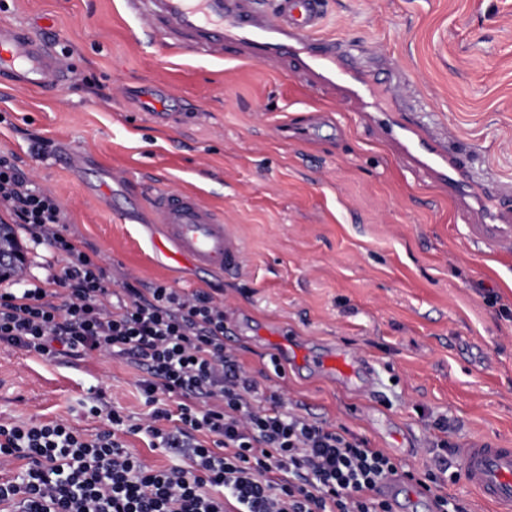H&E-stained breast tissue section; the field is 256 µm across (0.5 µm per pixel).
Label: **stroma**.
Wrapping results in <instances>:
<instances>
[{"label":"stroma","mask_w":512,"mask_h":512,"mask_svg":"<svg viewBox=\"0 0 512 512\" xmlns=\"http://www.w3.org/2000/svg\"><path fill=\"white\" fill-rule=\"evenodd\" d=\"M322 35L366 45L357 65L449 137L478 181L512 186V0H324ZM55 44L73 65L42 94L0 77V152L54 193L67 234L112 281L202 290L224 305V342L292 407L350 430L423 476L440 440V489L464 512H496L461 478L460 451L512 448V254L472 244L447 191L405 168L340 89L293 63L235 47L201 56L148 42L124 0H6L0 20ZM164 86L165 105L149 102ZM90 151L138 186L201 192L245 250L234 275L171 267L147 225L104 210L97 171L51 155ZM315 349L340 342L373 362L375 390L346 391L282 353L271 327ZM281 372H274L272 358ZM125 358L52 361L0 346V420H68L95 433L90 388L135 417L147 408ZM447 417L448 432L434 426Z\"/></svg>","instance_id":"obj_1"}]
</instances>
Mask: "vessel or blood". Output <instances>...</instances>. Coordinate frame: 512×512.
<instances>
[{
  "label": "vessel or blood",
  "mask_w": 512,
  "mask_h": 512,
  "mask_svg": "<svg viewBox=\"0 0 512 512\" xmlns=\"http://www.w3.org/2000/svg\"><path fill=\"white\" fill-rule=\"evenodd\" d=\"M125 7L154 40L188 47L200 55L235 45L247 58L294 61L304 72L344 88L354 102L369 105L370 81L359 77L355 46L319 37L325 18L323 0H125ZM70 71L63 54L22 27L0 22V75L32 89L58 90ZM383 137L416 172L446 186L455 202L471 198L484 206L486 223L468 225V235L491 252L512 251V191L477 185L468 167L438 137L405 112L377 114ZM130 204L152 226V243L169 262L225 275L237 272L244 251L221 210L199 193L162 189ZM317 370L335 374L343 387L364 391L373 383V366L341 347H327L313 360ZM463 477L498 512H512V448L482 442L461 452Z\"/></svg>",
  "instance_id": "b4317fda"
}]
</instances>
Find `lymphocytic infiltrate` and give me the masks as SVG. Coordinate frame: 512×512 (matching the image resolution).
I'll list each match as a JSON object with an SVG mask.
<instances>
[{"instance_id":"f902f5d3","label":"lymphocytic infiltrate","mask_w":512,"mask_h":512,"mask_svg":"<svg viewBox=\"0 0 512 512\" xmlns=\"http://www.w3.org/2000/svg\"><path fill=\"white\" fill-rule=\"evenodd\" d=\"M0 208L66 260L0 293V345L48 361L126 357L149 408L136 420L94 395L91 435L63 420L1 422L0 470L18 473L0 481V512H391L380 484L398 472L392 458L259 389L224 343L223 304L165 284L113 290L97 251L65 235L56 197L2 153ZM138 434L171 465L144 464L125 443Z\"/></svg>"}]
</instances>
